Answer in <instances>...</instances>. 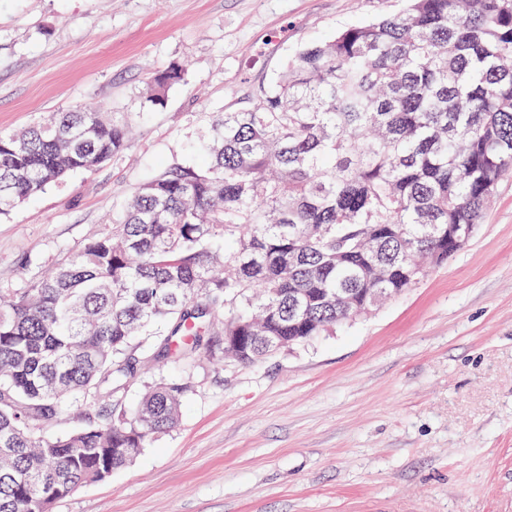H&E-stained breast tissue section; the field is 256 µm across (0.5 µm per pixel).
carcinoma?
<instances>
[{"label": "carcinoma", "instance_id": "obj_1", "mask_svg": "<svg viewBox=\"0 0 512 512\" xmlns=\"http://www.w3.org/2000/svg\"><path fill=\"white\" fill-rule=\"evenodd\" d=\"M181 78L153 79L152 101ZM129 118L81 106L0 131V215L129 148ZM202 165L171 160L112 228L0 292V512H53L174 428L190 389L151 386L131 410L48 433L140 370L224 337L253 364L348 320L457 253L512 171V0H407L311 44L235 112H213ZM91 410L85 405L74 406L68 414L63 416L56 424H54L50 433L53 434H65L72 429L82 426L88 422V417H92Z\"/></svg>", "mask_w": 512, "mask_h": 512}]
</instances>
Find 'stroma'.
<instances>
[{"mask_svg": "<svg viewBox=\"0 0 512 512\" xmlns=\"http://www.w3.org/2000/svg\"><path fill=\"white\" fill-rule=\"evenodd\" d=\"M405 0H0V130L74 105L131 148L0 216V291L76 254L122 199L305 44ZM172 68L161 102L146 85ZM185 380L178 425L54 512H512V174L447 264L374 314L242 366L146 358L120 397Z\"/></svg>", "mask_w": 512, "mask_h": 512, "instance_id": "1", "label": "stroma"}]
</instances>
